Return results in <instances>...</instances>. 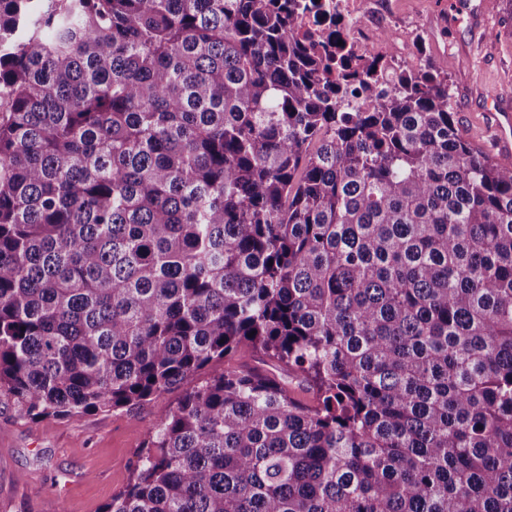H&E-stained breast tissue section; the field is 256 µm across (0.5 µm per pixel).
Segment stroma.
Masks as SVG:
<instances>
[{
    "label": "stroma",
    "mask_w": 512,
    "mask_h": 512,
    "mask_svg": "<svg viewBox=\"0 0 512 512\" xmlns=\"http://www.w3.org/2000/svg\"><path fill=\"white\" fill-rule=\"evenodd\" d=\"M403 29L421 31L430 65L447 75L459 130L482 147L493 121V100L512 97V0H398ZM444 15L448 25L434 26ZM183 385L134 406L77 420L18 418L0 396V512H43L57 496L66 512H102L139 468L148 429L164 418Z\"/></svg>",
    "instance_id": "obj_1"
}]
</instances>
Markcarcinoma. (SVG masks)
<instances>
[{
	"label": "carcinoma",
	"mask_w": 512,
	"mask_h": 512,
	"mask_svg": "<svg viewBox=\"0 0 512 512\" xmlns=\"http://www.w3.org/2000/svg\"><path fill=\"white\" fill-rule=\"evenodd\" d=\"M299 0H0V394L146 401L102 512H512V165ZM247 346L306 383L231 364Z\"/></svg>",
	"instance_id": "1"
}]
</instances>
